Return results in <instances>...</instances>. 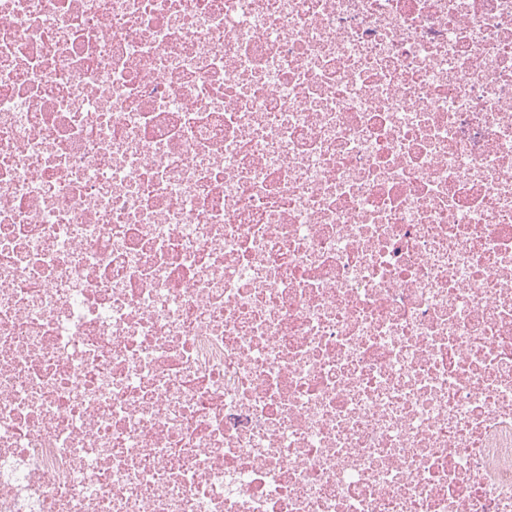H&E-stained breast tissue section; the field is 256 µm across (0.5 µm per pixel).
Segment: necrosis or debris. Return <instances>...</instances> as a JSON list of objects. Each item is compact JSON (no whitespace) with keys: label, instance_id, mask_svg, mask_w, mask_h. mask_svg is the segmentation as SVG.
I'll return each instance as SVG.
<instances>
[{"label":"necrosis or debris","instance_id":"4bbe7bcc","mask_svg":"<svg viewBox=\"0 0 512 512\" xmlns=\"http://www.w3.org/2000/svg\"><path fill=\"white\" fill-rule=\"evenodd\" d=\"M0 512H512V0H0Z\"/></svg>","mask_w":512,"mask_h":512}]
</instances>
